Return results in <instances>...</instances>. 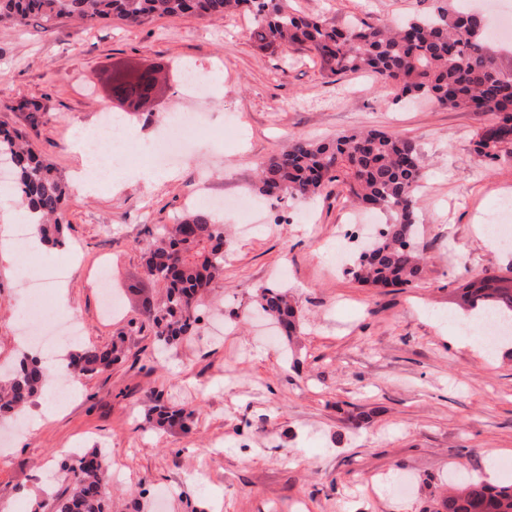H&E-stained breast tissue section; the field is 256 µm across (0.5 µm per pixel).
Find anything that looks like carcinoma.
Here are the masks:
<instances>
[{"mask_svg":"<svg viewBox=\"0 0 512 512\" xmlns=\"http://www.w3.org/2000/svg\"><path fill=\"white\" fill-rule=\"evenodd\" d=\"M243 12L252 17L251 38L262 48L303 47L315 52L333 75L366 72L394 100L423 97L450 109L489 114V127L512 136V73L504 71L490 46L489 25L469 17L471 10L435 11L404 18L397 26L353 24L339 28L319 17L302 15L289 0H0V23L38 24L75 18L94 25L112 18L142 25L156 17L193 15L200 19ZM159 85L153 78L135 100L121 93L126 113L144 111ZM477 154L491 161L498 148L488 127L476 141ZM10 159L20 197L41 241L57 244L65 226L69 186L54 174V165L0 127V158ZM424 178L415 139L370 130L340 135L327 142L298 137L271 155L261 167L257 193L278 203L321 195L333 184L348 187L353 203L385 214V224L371 247L354 261L352 274L374 288H410L423 279L425 264L415 246L419 236L417 189ZM146 274L162 285L160 298L145 306L144 321L154 342L171 348L195 336L204 298L224 270V224L199 205L176 223L156 229L144 254ZM467 311L512 316V286L489 276L463 286ZM256 305L281 328L296 334L299 318L288 292L260 289ZM124 343L109 348L88 344L68 353L60 371L84 381L106 372L126 355ZM53 381L41 358L24 351L0 372V423L19 416ZM155 422L188 428L189 415L156 405ZM106 452L94 448L61 467L64 490L49 512H112L106 481ZM433 512H512V487L470 478L441 498Z\"/></svg>","mask_w":512,"mask_h":512,"instance_id":"1","label":"carcinoma"}]
</instances>
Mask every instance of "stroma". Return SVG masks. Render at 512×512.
Masks as SVG:
<instances>
[{
	"label": "stroma",
	"instance_id": "obj_1",
	"mask_svg": "<svg viewBox=\"0 0 512 512\" xmlns=\"http://www.w3.org/2000/svg\"><path fill=\"white\" fill-rule=\"evenodd\" d=\"M300 13L339 26L390 25L430 9L432 0H292ZM242 13L208 21L191 15L131 26L59 18L45 28L0 25V100L40 107L0 109L59 175L78 170L76 129L91 130L99 107L118 112L116 71L160 69L165 90L128 132L151 141L181 87L182 65L207 69L208 106L223 153L194 145L163 178L70 192L60 247L35 256L0 252V364L23 351L24 275L34 261L80 262L65 292L85 342L104 347L126 336L125 360L86 381L66 408L38 397L32 425L14 432L0 456V512H34L61 489L59 466L72 449L103 448L116 481L114 512H430L452 471L512 483V347L495 355L460 341L461 284L512 278V249L488 236L512 197V155L488 161L475 151L487 116L432 102L397 104L366 73L329 74L306 50L264 49ZM377 129L414 138L427 189L420 194L425 275L412 288H371L336 268V236L351 210L343 188L278 203L258 199L254 232L225 213L224 278L202 311L201 331L160 351L142 311L160 286L143 266L157 226L174 223L201 175L215 193H252L257 170L294 136L329 141ZM108 257L121 313L103 316L87 271ZM285 284L301 315L294 343L264 340L253 296ZM184 409L187 429L145 420L154 402ZM407 482L399 491L398 482Z\"/></svg>",
	"mask_w": 512,
	"mask_h": 512
}]
</instances>
